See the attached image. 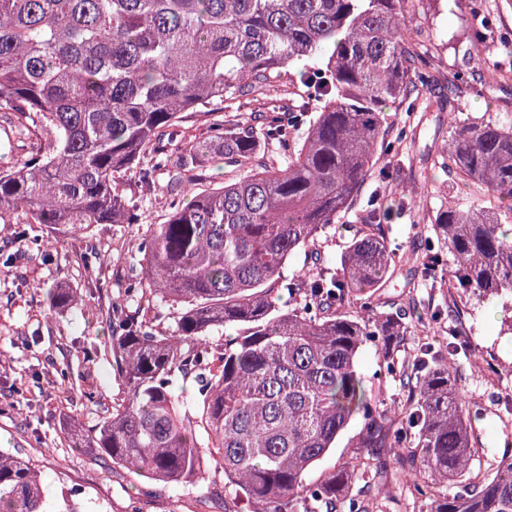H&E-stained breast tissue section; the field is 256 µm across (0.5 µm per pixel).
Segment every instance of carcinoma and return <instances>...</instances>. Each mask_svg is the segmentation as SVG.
<instances>
[{"mask_svg": "<svg viewBox=\"0 0 512 512\" xmlns=\"http://www.w3.org/2000/svg\"><path fill=\"white\" fill-rule=\"evenodd\" d=\"M405 2L0 0V108L18 114L19 129L47 132L38 151L0 168V224L18 212L72 233L133 224L117 174L146 180L167 170L168 144L178 154L167 218L138 242L144 266L126 288L136 303L169 304L176 330L160 334L138 308H106L125 395L91 430L71 425L73 447L164 484L198 481L211 464L224 472V494L251 512H369L346 490L360 480L383 491L385 448L429 512H512V456L484 468L453 362L423 345L410 361L398 356L410 327L376 291L396 262L392 210L370 198L338 267L282 278L289 257L356 200L377 149L389 148L386 105L433 106L415 95L431 76L409 46ZM297 65L317 107L270 99L256 124L214 125L201 138L176 130L181 113L247 105ZM262 143L274 147L265 160ZM444 157L505 212L438 209L428 216L438 249L416 254L413 270L466 300L501 299L512 331V115L450 121ZM216 160L246 174L200 187ZM443 250L453 257L447 273ZM283 292L294 307L275 304ZM82 300L76 288L53 293L61 307ZM225 328L233 333L219 348L211 333ZM367 343L380 354L377 378L407 392L398 414L357 372ZM176 375L196 383L192 398L173 391ZM353 418L356 447L370 452L306 482ZM0 512L82 508L70 494L51 498L30 460L0 454Z\"/></svg>", "mask_w": 512, "mask_h": 512, "instance_id": "1", "label": "carcinoma"}]
</instances>
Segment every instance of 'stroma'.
Instances as JSON below:
<instances>
[{
	"mask_svg": "<svg viewBox=\"0 0 512 512\" xmlns=\"http://www.w3.org/2000/svg\"><path fill=\"white\" fill-rule=\"evenodd\" d=\"M473 1L493 18L499 32L487 42L484 55L501 67L512 65V0H407L411 46L434 77L422 95L434 102L448 95L452 102L426 112L388 106L392 150L379 162L397 169L396 180L382 185L368 178L360 200L326 227L312 246L294 253L284 274L291 278L316 267L335 268L363 228L362 198L377 191L391 206L400 193L418 196L417 207L394 217L388 227L398 262L380 294L390 302L391 312L421 327L434 352L447 354L449 341H456L454 379L471 412L478 415L475 444L493 457L503 453L504 440L512 441V402L497 404L489 398L496 389L512 390V338L500 333L502 303L491 297L469 300L461 316L469 334L450 338L447 289L413 277L407 262L410 253L423 250L430 235L421 219L423 211L433 212L459 199L485 210L498 208L485 188L461 181L441 165L449 116L480 120L512 114V79H488L463 34L462 18ZM458 73L468 82L452 96L448 83ZM258 118L254 106L186 112L178 128L201 137L215 122L253 123ZM166 181L161 171L154 173L149 187L133 176L120 177L121 189L137 206L135 224H97L78 235L42 224H0V256L13 258L10 265L0 264V452L43 466L52 493L82 484L83 512H250L245 502L225 499L224 474L217 469H208L204 479L192 485L162 484L119 467L104 470L93 449L73 448L67 435L74 422L92 429L123 396L103 313L111 300L123 299L128 278L141 269L136 241L165 220L170 203ZM93 253L99 263H88ZM54 288L79 289L85 301L53 308ZM479 349L494 356L505 374L490 380L479 374L473 362ZM64 370L69 373L65 386L59 379ZM359 430V422H351L335 448L307 473V482L319 481L353 461Z\"/></svg>",
	"mask_w": 512,
	"mask_h": 512,
	"instance_id": "35a3bbf8",
	"label": "stroma"
}]
</instances>
